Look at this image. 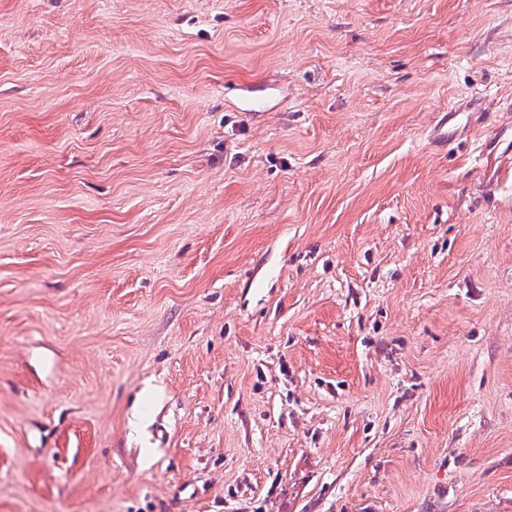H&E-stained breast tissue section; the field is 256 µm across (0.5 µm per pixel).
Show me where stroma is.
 <instances>
[{"label": "stroma", "mask_w": 512, "mask_h": 512, "mask_svg": "<svg viewBox=\"0 0 512 512\" xmlns=\"http://www.w3.org/2000/svg\"><path fill=\"white\" fill-rule=\"evenodd\" d=\"M0 512H512V0H0Z\"/></svg>", "instance_id": "1"}]
</instances>
